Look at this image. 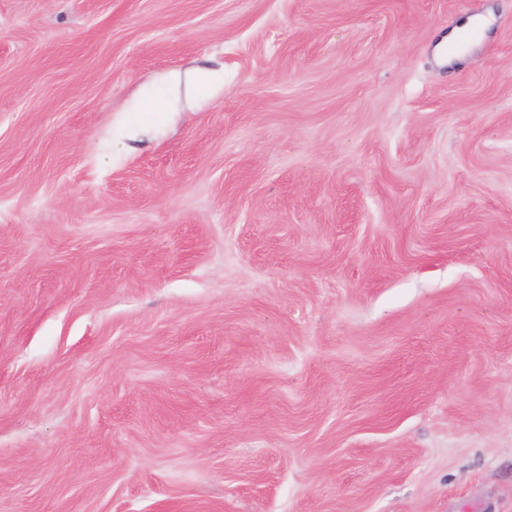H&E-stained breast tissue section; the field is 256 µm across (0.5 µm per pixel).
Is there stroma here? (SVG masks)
Returning <instances> with one entry per match:
<instances>
[{
	"mask_svg": "<svg viewBox=\"0 0 512 512\" xmlns=\"http://www.w3.org/2000/svg\"><path fill=\"white\" fill-rule=\"evenodd\" d=\"M0 512H512V0H0Z\"/></svg>",
	"mask_w": 512,
	"mask_h": 512,
	"instance_id": "1",
	"label": "stroma"
}]
</instances>
